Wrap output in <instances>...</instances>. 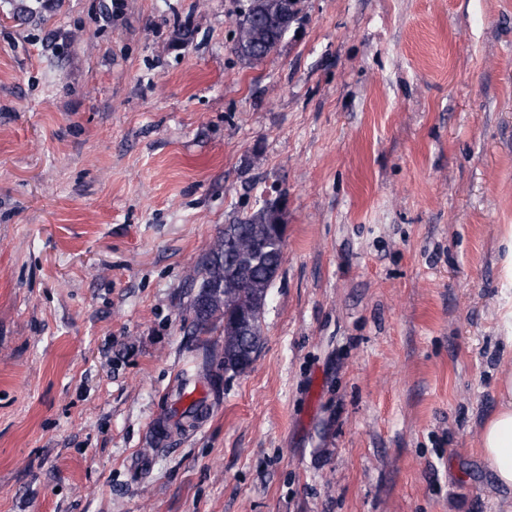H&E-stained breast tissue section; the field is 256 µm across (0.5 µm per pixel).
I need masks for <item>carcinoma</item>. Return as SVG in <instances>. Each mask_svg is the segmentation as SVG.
Listing matches in <instances>:
<instances>
[{"instance_id": "obj_1", "label": "carcinoma", "mask_w": 512, "mask_h": 512, "mask_svg": "<svg viewBox=\"0 0 512 512\" xmlns=\"http://www.w3.org/2000/svg\"><path fill=\"white\" fill-rule=\"evenodd\" d=\"M271 0H247L237 14L238 28L234 38L239 57L255 62V51L273 53L286 32H275L251 20L250 14L262 13ZM268 212L261 209L233 224L224 225V234L215 243L202 268L191 277L192 286L198 289L193 304L194 334H207L224 327V369L238 373L249 367L242 360L243 347L261 344V327L255 324L252 334L243 336L235 327L241 313L256 312L265 307L269 289L277 276L282 256L275 244L269 243L257 254L252 242L267 233ZM204 401L193 400L183 409H174V426L184 430L193 426Z\"/></svg>"}]
</instances>
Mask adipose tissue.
I'll return each mask as SVG.
<instances>
[{
	"mask_svg": "<svg viewBox=\"0 0 512 512\" xmlns=\"http://www.w3.org/2000/svg\"><path fill=\"white\" fill-rule=\"evenodd\" d=\"M497 396V408L481 425L477 446L496 482L512 489V356L502 359Z\"/></svg>",
	"mask_w": 512,
	"mask_h": 512,
	"instance_id": "adipose-tissue-1",
	"label": "adipose tissue"
}]
</instances>
